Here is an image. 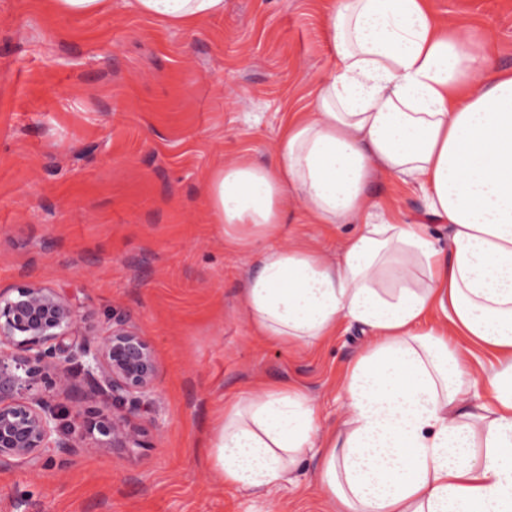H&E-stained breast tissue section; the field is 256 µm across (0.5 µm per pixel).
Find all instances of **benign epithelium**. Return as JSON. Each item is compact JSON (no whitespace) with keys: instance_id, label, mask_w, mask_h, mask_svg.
<instances>
[{"instance_id":"1","label":"benign epithelium","mask_w":512,"mask_h":512,"mask_svg":"<svg viewBox=\"0 0 512 512\" xmlns=\"http://www.w3.org/2000/svg\"><path fill=\"white\" fill-rule=\"evenodd\" d=\"M79 322L53 289L0 292V468L62 467L86 442L103 450L146 447L138 418L155 412L151 344L120 319L94 340L77 334ZM77 377L99 405L72 396Z\"/></svg>"}]
</instances>
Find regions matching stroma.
<instances>
[{"label":"stroma","instance_id":"35a3bbf8","mask_svg":"<svg viewBox=\"0 0 512 512\" xmlns=\"http://www.w3.org/2000/svg\"><path fill=\"white\" fill-rule=\"evenodd\" d=\"M512 70V0H431ZM328 0H224L188 28L112 0L91 16L50 0H0V289L69 297L80 331L109 317L158 362L148 447L84 449L63 470L0 469V512H329L307 460L264 496L225 486L208 458L225 399L258 385L304 390L324 425L344 415L347 365L368 338L339 324L312 347L257 334L243 288L255 256L225 247L204 193L219 165L272 158L310 109L334 57ZM368 194L394 221L425 218L417 186L380 176ZM276 246L338 257L352 224H310L288 197Z\"/></svg>","mask_w":512,"mask_h":512}]
</instances>
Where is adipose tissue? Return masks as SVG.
<instances>
[{
    "mask_svg": "<svg viewBox=\"0 0 512 512\" xmlns=\"http://www.w3.org/2000/svg\"><path fill=\"white\" fill-rule=\"evenodd\" d=\"M135 7L186 27L224 0ZM329 34L311 113L271 160L215 169L206 197L225 244L260 255L243 292L259 334L311 346L344 320L371 342L335 427L299 389L259 386L225 401L211 466L262 492L315 455L331 512H512V71L428 0H335ZM381 175L420 188L427 223L384 218L366 192ZM290 193L309 223H357L338 260L269 247Z\"/></svg>",
    "mask_w": 512,
    "mask_h": 512,
    "instance_id": "1",
    "label": "adipose tissue"
}]
</instances>
